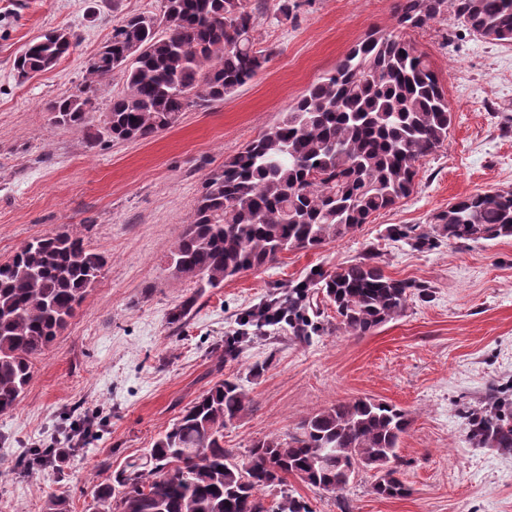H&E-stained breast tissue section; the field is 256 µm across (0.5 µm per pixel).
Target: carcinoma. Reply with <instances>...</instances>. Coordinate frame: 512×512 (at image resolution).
Masks as SVG:
<instances>
[{
	"instance_id": "obj_1",
	"label": "carcinoma",
	"mask_w": 512,
	"mask_h": 512,
	"mask_svg": "<svg viewBox=\"0 0 512 512\" xmlns=\"http://www.w3.org/2000/svg\"><path fill=\"white\" fill-rule=\"evenodd\" d=\"M258 11L250 0H158V12L125 17L87 62L80 87L50 104L53 123L89 126L116 73L126 91L101 119V134L114 141L148 140L190 106L224 100L272 56L255 45ZM448 16L478 38L512 45V0H398L403 28ZM75 43L69 30L48 32L29 42L13 69L21 79L48 71ZM451 123L448 97L426 56L399 35H366L277 124L205 178L193 220L168 255L170 268L200 288H219L285 252L344 238L413 192L417 164L448 141ZM390 234L418 250L444 239L512 237V190L465 196L430 224ZM104 266L100 253L69 232L28 241L0 262V414L14 410L34 361L67 327ZM318 283L338 328L352 336L401 316L411 291H426L385 275L374 252L318 273ZM279 308L288 309L294 336L306 337L310 282L290 288L288 301L252 311L248 321L267 324ZM494 392L484 411L470 413L472 438L483 448L512 451V410ZM250 403L236 380L215 383L143 457L95 487L91 512H311L285 493L268 505L262 493L293 475L338 496L362 468L376 471V495L407 493L398 477L407 411L367 397L339 401L306 416L293 432L256 441L240 460L224 447V427Z\"/></svg>"
}]
</instances>
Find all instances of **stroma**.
Wrapping results in <instances>:
<instances>
[{"instance_id":"stroma-1","label":"stroma","mask_w":512,"mask_h":512,"mask_svg":"<svg viewBox=\"0 0 512 512\" xmlns=\"http://www.w3.org/2000/svg\"><path fill=\"white\" fill-rule=\"evenodd\" d=\"M292 2L293 17L281 24L280 0H266L254 39L272 58L252 81L223 101L189 108L150 140L114 141L55 125L48 107L82 83L87 60L123 16L156 10V0H0V261L63 231L106 259L67 329L36 359L16 408L0 415V512H42L51 497L65 498L69 512H88L96 484L227 377L252 400L224 429L225 447L241 458L259 438L287 434L342 400L366 396L409 412L398 451L408 494L377 496L368 468L336 498L287 477V489L312 512H512V451L477 447L465 414L491 385L512 383V237L417 250L389 234L430 223L455 199L512 190V46L477 38L450 18L404 30L436 72L454 118L445 145L420 161L414 193L392 209L322 249L288 252L201 296L194 280L168 267L205 178L359 38L397 27L398 0ZM58 28L76 34L73 54L18 80L16 55ZM370 251L387 276L423 284L428 296L364 336L337 329L326 303L304 341L284 322H245L250 310L286 300L290 285L315 270ZM190 298L195 306L173 321ZM235 337L238 354L217 361ZM83 408L91 440L76 446L72 427ZM46 446L75 452L69 464L31 478L28 462Z\"/></svg>"}]
</instances>
